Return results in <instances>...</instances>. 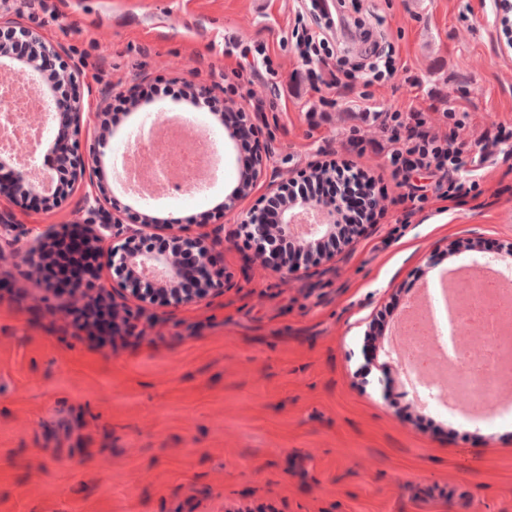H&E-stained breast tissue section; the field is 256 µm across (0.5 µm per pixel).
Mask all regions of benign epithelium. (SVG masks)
Returning a JSON list of instances; mask_svg holds the SVG:
<instances>
[{"mask_svg": "<svg viewBox=\"0 0 512 512\" xmlns=\"http://www.w3.org/2000/svg\"><path fill=\"white\" fill-rule=\"evenodd\" d=\"M23 42L29 47L30 56L34 62L32 66L22 69L19 74L27 80L31 88L50 102H55L53 95L46 92L42 84V72L37 61L50 57H60L62 48L44 41L39 35L23 28H9L0 34V70L14 68L16 57L11 44ZM82 102L77 100L66 113L58 112L55 116V136L52 146L55 148L51 166L42 173V178L48 180L49 187L38 189L37 179L25 167L9 169V180L0 181V195L7 194L12 198L23 199L31 194H38L45 198H60V188L55 180L57 168L62 167L80 176L84 172L92 175L100 173V160L94 156L90 159H81L73 153L70 142L81 132ZM266 160L263 155H257L250 161L244 179L236 186L224 200V212L232 213L240 199L245 197L263 175ZM93 204L89 211L101 216L97 224H78L76 228L82 234L91 252L96 254L92 264L89 265L91 279L98 281L105 269L118 274V281L112 284V290H104L111 297L133 298L140 303V308L152 304L160 296L174 304L199 303L212 294L224 291V266L216 263L214 259L217 241L206 233H199L194 237L186 234L185 228L174 224H159L146 220L142 224H125L116 215L104 213L101 197L92 196ZM313 210L320 215V222L312 225V231L305 237L294 233V217L297 210ZM336 208L326 207L315 201L301 202L295 208L286 207L280 211L279 223L268 224L262 212L255 211L243 221V227L250 237L258 241L270 243L271 234L279 233L283 228L288 236L303 254L314 253L317 247L336 232L334 224ZM163 231L178 244V249L188 250L194 256V266L198 279L197 287L187 295L179 290V283L186 272L178 256L170 253H158L145 249L135 250L133 243L143 239L149 233ZM58 236L48 231L29 240L16 258L31 264L36 260L48 259L52 256L53 243ZM263 273L287 277L300 270L296 262L281 260L272 265L267 262L261 266ZM155 288V292L148 294L142 290L144 286Z\"/></svg>", "mask_w": 512, "mask_h": 512, "instance_id": "1", "label": "benign epithelium"}]
</instances>
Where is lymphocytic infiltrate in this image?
Wrapping results in <instances>:
<instances>
[{
    "label": "lymphocytic infiltrate",
    "mask_w": 512,
    "mask_h": 512,
    "mask_svg": "<svg viewBox=\"0 0 512 512\" xmlns=\"http://www.w3.org/2000/svg\"><path fill=\"white\" fill-rule=\"evenodd\" d=\"M337 29L359 34L363 43L359 61L330 51V41ZM290 36L299 57L309 64L305 79L310 86L325 83L354 94L363 116L371 115L368 86L396 71V47L381 30L369 20L351 18L346 11V0H336L332 5L327 0H306ZM359 79L366 85L360 93L354 90ZM437 112L446 123L444 131L439 133L432 126V116ZM469 117V112L461 107L443 106L438 99L424 108L381 112V124L390 144L381 176H387L400 189L393 202L401 208V223H409L430 199L445 200L456 206L465 198L481 195V171L495 148L512 143V123H491L470 143L460 136ZM466 163L471 170L465 175L461 168ZM415 171L434 176L433 186L410 184L409 176ZM379 178L366 173L351 159L322 162L319 172L306 177L302 187L286 190L269 203L266 219L268 223H276L281 209L294 201L334 203L338 206L336 236L347 238L355 225L376 223L382 211L380 202L386 197L385 191L377 187ZM87 252L82 240L73 233H64L57 241L54 258L38 265L36 274L48 283L64 285L69 293L90 295L93 287L85 277L83 263ZM70 314L75 324L93 327L92 339L100 348L111 345L114 335L122 331L107 305L92 309L74 307Z\"/></svg>",
    "instance_id": "obj_1"
}]
</instances>
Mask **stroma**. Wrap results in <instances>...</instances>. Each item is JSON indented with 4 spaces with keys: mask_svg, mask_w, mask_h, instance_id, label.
Segmentation results:
<instances>
[{
    "mask_svg": "<svg viewBox=\"0 0 512 512\" xmlns=\"http://www.w3.org/2000/svg\"><path fill=\"white\" fill-rule=\"evenodd\" d=\"M398 37L403 72L371 86L379 108L464 103L465 140L512 122V51L501 48L482 0H353ZM0 0V21L62 46L80 73L76 95L93 119L74 143L93 154L101 113L119 92L193 81L224 95L236 65L225 42L264 43V78L238 84L235 109L263 100L256 119L267 168L235 216L213 207L237 183L241 154L223 145L209 194L147 205L114 178L83 180L56 206L0 198L13 225L0 237V512H512V415L465 422L412 405L398 379L364 356L389 305L437 275L512 248V146L486 163L483 196L433 201L408 224L386 215L332 259L281 278L246 273L254 260L239 229L276 185L350 138L382 139L379 121L353 125L336 90L302 85L285 37L300 0ZM417 85L405 81L406 73ZM332 106L319 127L308 110ZM132 223L142 213L224 239L222 293L194 305L154 304L137 321L143 341L94 348L58 311L32 268L15 261L32 236L89 221L85 196ZM78 439L68 459L44 454L59 431Z\"/></svg>",
    "mask_w": 512,
    "mask_h": 512,
    "instance_id": "1",
    "label": "stroma"
}]
</instances>
